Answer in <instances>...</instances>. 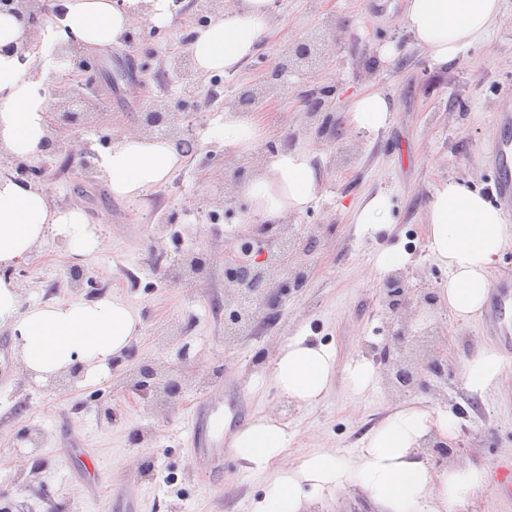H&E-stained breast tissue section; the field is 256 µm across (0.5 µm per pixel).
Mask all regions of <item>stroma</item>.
<instances>
[{"label":"stroma","mask_w":512,"mask_h":512,"mask_svg":"<svg viewBox=\"0 0 512 512\" xmlns=\"http://www.w3.org/2000/svg\"><path fill=\"white\" fill-rule=\"evenodd\" d=\"M209 6V0H187L167 25L142 22L133 43L96 51L94 83L103 91L106 116L72 133L69 148L29 179L51 206L82 210L100 244L82 258L56 238L39 244L11 276L23 306L115 295L138 313L143 334L113 357L109 379L96 385L74 382L50 391L20 370L16 358L0 361V378L7 381L0 388V512H107L106 491L94 494L71 481L72 464L60 451L66 430L96 454L109 485L130 476L140 482V512H250L263 494L264 477L243 472L230 453L224 485H209L204 462L188 454L179 434L193 401L228 376L246 386L252 417L273 413L286 425L293 459L321 448L354 451L395 404L423 401L454 409L455 459L492 472L512 463V383L482 397L464 384L463 358L475 345L497 346L484 335L480 317L455 320L437 305L432 317L443 332L442 370L425 372L423 385L412 391L389 392L380 380L358 394L347 378L348 367L373 360L374 348L388 343L394 330L380 300L388 274L378 269V256L387 249L409 254L412 262L403 269L409 287L439 292L448 271L426 246L432 195L453 179L491 196L492 171L481 151L496 134V113L512 108V0H504V21L446 66L407 31L405 0H274L272 36L237 71L198 74L197 88L189 91L161 60L190 52ZM329 17L336 27L327 34L330 49L322 64L285 73L283 90H271L255 114L262 128L255 149L228 156L209 135L223 121L226 103L263 80L287 45ZM367 90L397 103L390 123L375 134L353 129L348 119L351 101ZM324 91L332 102L321 115L324 125H307L308 99ZM153 99L180 113L189 130L192 147L181 167L136 201L114 198L102 173L95 183H80L82 160L98 161L109 132L136 129ZM287 147L313 152L322 172L315 199L284 223H259L232 187ZM378 193L390 198L391 221L360 231L355 211ZM160 224L166 231L159 238ZM286 237L306 248L298 259L307 269L305 281L294 284L290 270H278L253 334L226 345L225 268L239 259L261 261ZM188 252L205 259L204 274L191 284L166 279L165 269ZM74 266L93 277V286L77 293L66 288ZM302 329L338 354L329 390L307 406L280 398L266 377L277 346ZM145 363L190 378L166 410L119 384ZM108 407L116 412L110 422L103 418ZM30 426L42 429L41 448L21 443L20 433ZM136 429L148 430L146 441L133 443Z\"/></svg>","instance_id":"35a3bbf8"}]
</instances>
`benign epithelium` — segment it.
<instances>
[{"label":"benign epithelium","mask_w":512,"mask_h":512,"mask_svg":"<svg viewBox=\"0 0 512 512\" xmlns=\"http://www.w3.org/2000/svg\"><path fill=\"white\" fill-rule=\"evenodd\" d=\"M0 12L22 17L30 32L35 33L46 20L48 8L44 0H0ZM327 51L328 41L322 32L308 33L288 47V54L279 60L267 79L245 86L231 103L230 109L241 114L254 111L265 102L268 90L281 81L284 73L314 69ZM59 56L69 64L72 72L88 74L93 70L91 58L75 47H60ZM102 114L103 98L96 91H88L87 84L64 90L55 110L47 116V136L42 143L41 165L12 156L2 148L0 155L8 159L19 179L27 178L45 170L48 159L62 152L67 134L92 127ZM138 133L143 137L167 139L178 146L186 144V129L180 124L179 115L171 112L162 100L149 102L141 112ZM294 251L296 245L287 240L279 253L268 255L255 265L239 263L225 269V284L233 290L234 303V309L224 323L227 342L232 343L250 334L265 300L264 286L268 284L271 271L287 265L288 255ZM205 268L201 257L187 254L166 270V277L174 282L190 284L203 274ZM380 297L385 308L396 318L397 328L391 342L377 354L376 360L383 367L388 388L406 393L421 382L423 367H439V324L431 323L422 332L413 335L409 333L407 325V316L416 312H432L436 306V296L424 289L416 291L408 287L405 277L398 272L386 279L380 289ZM183 385L184 378L144 365L128 374L124 388L153 407L161 408L174 402Z\"/></svg>","instance_id":"obj_1"}]
</instances>
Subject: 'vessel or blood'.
I'll use <instances>...</instances> for the list:
<instances>
[{"label": "vessel or blood", "instance_id": "obj_1", "mask_svg": "<svg viewBox=\"0 0 512 512\" xmlns=\"http://www.w3.org/2000/svg\"><path fill=\"white\" fill-rule=\"evenodd\" d=\"M497 123L498 136L487 157L493 171L491 192L504 213L512 216V113H499ZM490 289L491 301L484 314V326L489 335L504 345L508 358L512 359V278L494 277ZM224 407L236 417L247 416L244 388L220 386L204 395L193 404L184 428L189 454L208 463L211 480L217 486L224 483V455L233 448L232 435L211 429L215 413ZM72 476L93 492L103 481L99 464L91 457L74 468ZM140 500V486L128 479L115 491L109 507L111 512H138Z\"/></svg>", "mask_w": 512, "mask_h": 512}]
</instances>
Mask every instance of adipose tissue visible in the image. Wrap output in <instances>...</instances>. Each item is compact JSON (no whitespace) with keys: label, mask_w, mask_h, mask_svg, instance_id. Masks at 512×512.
<instances>
[{"label":"adipose tissue","mask_w":512,"mask_h":512,"mask_svg":"<svg viewBox=\"0 0 512 512\" xmlns=\"http://www.w3.org/2000/svg\"><path fill=\"white\" fill-rule=\"evenodd\" d=\"M144 18L163 24L179 9L178 0H59L60 11L30 34L16 16L0 13V147L35 158L46 137L44 117L53 99L44 83L63 78L65 65L54 58L57 47L72 44L92 53L120 43L139 5ZM504 16L502 0H408L405 23L416 43L440 64L454 60ZM272 0H230L220 16L200 30L192 45L199 72H226L250 58L260 38L272 30ZM26 45L25 54L14 51ZM394 103L377 91L352 102L351 125L369 133L389 121ZM260 125L253 118L225 114L210 131L228 155L250 151ZM183 162L172 142L149 141L133 131L113 134L101 156L113 197L134 199L164 183ZM320 171L313 155L301 148L283 149L264 170L240 188L259 221L275 223L301 211L315 198ZM427 248L448 270L443 297L452 318L466 320L483 309L491 271L512 244V225L465 182L451 180L434 192L427 213ZM67 243L74 256L97 249L98 235L78 209L52 207L44 193L0 174V268H10L33 253L47 236ZM11 327L24 370L44 381L82 367L83 383L109 375V364L143 330L134 309L117 296L96 300L56 301L22 307L11 280L0 277V326ZM336 350L313 342L305 331L287 338L267 371L279 397L311 405L326 394L337 371ZM464 381L476 395L505 385L502 357L480 346L463 360ZM455 414L422 403H405L391 411L363 437L355 452L341 455L318 450L289 460L290 438L272 416L258 418L238 431L234 451L242 468L268 478L253 512H303L304 485L330 493L354 488L380 512H447L485 485V466L448 461L435 468L424 450L428 438H453Z\"/></svg>","instance_id":"ef3b65f1"}]
</instances>
